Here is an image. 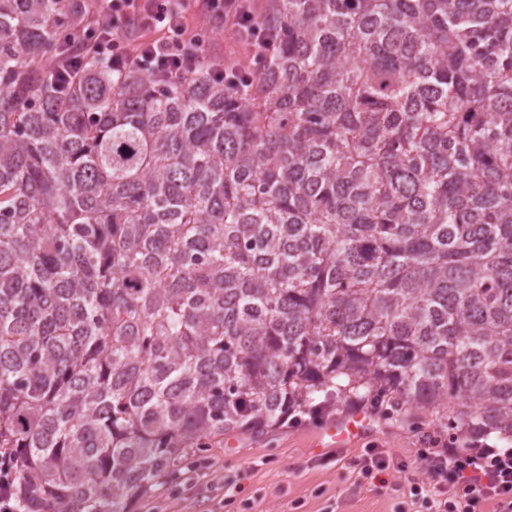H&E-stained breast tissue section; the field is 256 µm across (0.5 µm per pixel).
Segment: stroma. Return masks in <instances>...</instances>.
Masks as SVG:
<instances>
[{"label":"stroma","instance_id":"35a3bbf8","mask_svg":"<svg viewBox=\"0 0 512 512\" xmlns=\"http://www.w3.org/2000/svg\"><path fill=\"white\" fill-rule=\"evenodd\" d=\"M324 424L311 418L260 438L225 437L178 486H156L128 512H426L410 487L427 478L424 450L447 447L451 435L427 423L414 429L380 420L357 444L319 449ZM374 455L388 468L364 476L359 464Z\"/></svg>","mask_w":512,"mask_h":512}]
</instances>
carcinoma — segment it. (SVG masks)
Returning <instances> with one entry per match:
<instances>
[{
    "label": "carcinoma",
    "mask_w": 512,
    "mask_h": 512,
    "mask_svg": "<svg viewBox=\"0 0 512 512\" xmlns=\"http://www.w3.org/2000/svg\"><path fill=\"white\" fill-rule=\"evenodd\" d=\"M0 0V512H126L325 401L512 444V0H270L237 92Z\"/></svg>",
    "instance_id": "carcinoma-1"
}]
</instances>
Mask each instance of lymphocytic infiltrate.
Masks as SVG:
<instances>
[{
  "instance_id": "obj_1",
  "label": "lymphocytic infiltrate",
  "mask_w": 512,
  "mask_h": 512,
  "mask_svg": "<svg viewBox=\"0 0 512 512\" xmlns=\"http://www.w3.org/2000/svg\"><path fill=\"white\" fill-rule=\"evenodd\" d=\"M203 3L209 31L230 28L247 42L257 61L271 51V38L255 24L251 0ZM193 6V0H99V22L59 32L61 41L80 44L81 52L53 57L47 72L59 82H71L92 57L118 72L135 69L171 83L202 72L234 88L249 80L246 72L228 76L223 66L204 54L201 37L192 35L186 24ZM133 25L160 31L161 36L140 43L122 39L120 29ZM425 461L428 479L412 486L411 492L422 498L428 512H476L489 502L495 512H512V448L500 450L471 439L461 447L426 455Z\"/></svg>"
}]
</instances>
